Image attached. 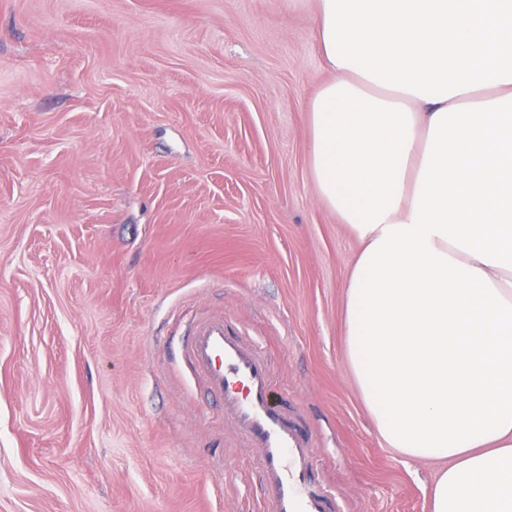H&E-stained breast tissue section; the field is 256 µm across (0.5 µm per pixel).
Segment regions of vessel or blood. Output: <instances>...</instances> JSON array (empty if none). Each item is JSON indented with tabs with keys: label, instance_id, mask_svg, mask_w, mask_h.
Here are the masks:
<instances>
[{
	"label": "vessel or blood",
	"instance_id": "1",
	"mask_svg": "<svg viewBox=\"0 0 512 512\" xmlns=\"http://www.w3.org/2000/svg\"><path fill=\"white\" fill-rule=\"evenodd\" d=\"M179 351L257 457L264 512H343L315 476L313 432L282 401L255 342L213 314L191 326Z\"/></svg>",
	"mask_w": 512,
	"mask_h": 512
}]
</instances>
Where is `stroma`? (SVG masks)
I'll return each mask as SVG.
<instances>
[{
    "label": "stroma",
    "mask_w": 512,
    "mask_h": 512,
    "mask_svg": "<svg viewBox=\"0 0 512 512\" xmlns=\"http://www.w3.org/2000/svg\"><path fill=\"white\" fill-rule=\"evenodd\" d=\"M313 0H0V512H260L171 354L224 314L345 512H429L345 348L359 243L320 199Z\"/></svg>",
    "instance_id": "1"
}]
</instances>
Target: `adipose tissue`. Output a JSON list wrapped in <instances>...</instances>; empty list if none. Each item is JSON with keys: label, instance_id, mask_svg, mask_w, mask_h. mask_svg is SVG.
<instances>
[{"label": "adipose tissue", "instance_id": "adipose-tissue-1", "mask_svg": "<svg viewBox=\"0 0 512 512\" xmlns=\"http://www.w3.org/2000/svg\"><path fill=\"white\" fill-rule=\"evenodd\" d=\"M310 173L361 244L347 357L430 512H512V0H314Z\"/></svg>", "mask_w": 512, "mask_h": 512}]
</instances>
